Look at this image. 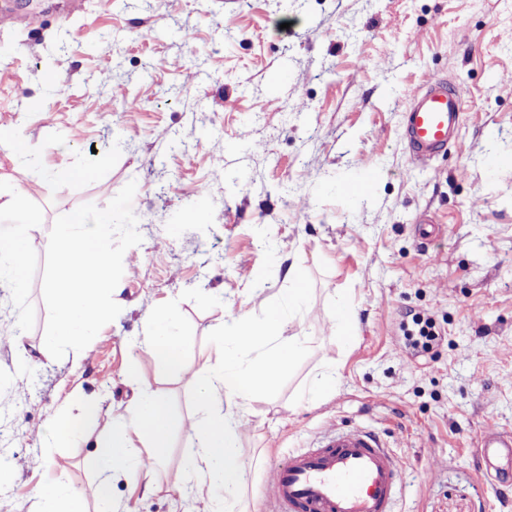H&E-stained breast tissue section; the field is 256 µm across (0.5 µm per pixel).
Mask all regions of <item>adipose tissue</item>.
<instances>
[{"mask_svg": "<svg viewBox=\"0 0 512 512\" xmlns=\"http://www.w3.org/2000/svg\"><path fill=\"white\" fill-rule=\"evenodd\" d=\"M34 222L24 193L16 185L0 184V282H7L18 294L27 288L21 267ZM287 277V306H272L264 319L255 321L226 311L215 362L196 379L199 410L190 421L177 417L154 391L139 385L137 363L128 364L126 375L137 383L135 411L132 417L114 422L95 444L101 502L110 501L116 477L144 467V459L134 452L136 444L152 449L153 461H160L172 430L183 426L190 430V454L202 483L223 488L225 497L237 495L245 474L236 442L243 424L240 411L246 402L274 386L279 375L299 356L305 341L304 335L283 333L288 313L300 310L307 300L301 269L289 266ZM178 321L177 310L159 311L150 318L142 341L167 369L181 364Z\"/></svg>", "mask_w": 512, "mask_h": 512, "instance_id": "ef3b65f1", "label": "adipose tissue"}]
</instances>
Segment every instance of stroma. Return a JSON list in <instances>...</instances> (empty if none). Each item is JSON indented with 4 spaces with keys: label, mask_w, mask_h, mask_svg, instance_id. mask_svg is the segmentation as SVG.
Returning a JSON list of instances; mask_svg holds the SVG:
<instances>
[{
    "label": "stroma",
    "mask_w": 512,
    "mask_h": 512,
    "mask_svg": "<svg viewBox=\"0 0 512 512\" xmlns=\"http://www.w3.org/2000/svg\"><path fill=\"white\" fill-rule=\"evenodd\" d=\"M280 69L292 79L278 86ZM432 78L464 88L467 110L457 145L419 163L404 116ZM1 124L26 153L0 149V181L18 180L37 227L25 294L0 287V461L13 470L0 512H38L51 479L99 512L94 443L131 409L129 361L138 383L192 416L225 306L259 320L287 305L293 264L309 299L284 333L307 342L244 408L247 480L224 512H268L269 468L340 423L381 432L401 457L397 512H512V487L493 489L475 452L483 427L512 432V0H0ZM494 155L509 163L491 173ZM364 166L377 178L350 197L341 183ZM84 167L96 176H55ZM131 181L142 242L123 256L121 312L53 359L42 293L52 226ZM426 223L435 235L419 233ZM341 298L358 317L348 343L330 321ZM171 307L184 338L176 371L141 345L148 319ZM412 311L434 319L432 351L406 347ZM327 369L335 388L299 401ZM58 411L81 433L52 448ZM188 448L175 430L152 474L117 477L112 512H206Z\"/></svg>",
    "instance_id": "obj_1"
}]
</instances>
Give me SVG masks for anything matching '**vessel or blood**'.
Instances as JSON below:
<instances>
[{
    "label": "vessel or blood",
    "instance_id": "b4317fda",
    "mask_svg": "<svg viewBox=\"0 0 512 512\" xmlns=\"http://www.w3.org/2000/svg\"><path fill=\"white\" fill-rule=\"evenodd\" d=\"M466 106L464 92L441 80L414 91L404 124L412 159L427 162L457 144ZM475 447L497 482L511 484L512 432L485 426ZM403 470L379 433L336 424L309 448L270 468L266 498L270 512H393Z\"/></svg>",
    "mask_w": 512,
    "mask_h": 512
}]
</instances>
